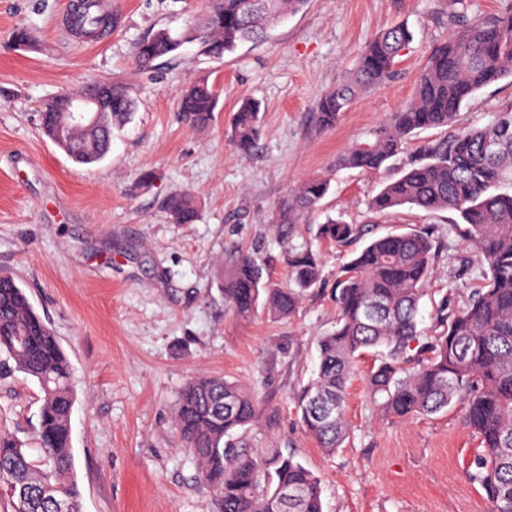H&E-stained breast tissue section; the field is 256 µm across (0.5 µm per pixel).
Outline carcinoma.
Returning <instances> with one entry per match:
<instances>
[{"label":"carcinoma","instance_id":"cac0c4a2","mask_svg":"<svg viewBox=\"0 0 512 512\" xmlns=\"http://www.w3.org/2000/svg\"><path fill=\"white\" fill-rule=\"evenodd\" d=\"M307 0H207L205 10L174 32L161 28L140 40L134 59L150 68L176 55L186 43L202 55L221 59L246 42L265 37L281 17L299 12ZM98 0H84L77 23L86 33L102 26ZM412 41L404 25L366 42L354 67L316 103L323 129L336 126L357 95L396 78L401 53ZM512 79V12L478 16L436 45L418 72L412 100L376 130L358 140L337 160L346 168L378 171L402 152L419 131L451 128L474 94ZM78 94L64 92L42 106L44 133L76 163L90 165L111 150L91 141L69 146L77 126L69 123ZM217 94L202 80L185 91L179 119L190 129L210 125ZM134 112L129 87L112 82V127ZM261 135L260 108L241 102L228 130L236 153L250 155ZM512 111L491 123L463 128L422 144L401 175L384 184L370 202L377 214L403 206L427 212L452 211L464 224L483 267L482 283L462 305L443 300L436 312L437 336L414 360L407 351L418 336L417 314L434 273L432 237L425 231L390 232L373 238L347 262L336 279V326L318 341L317 376L298 397L303 430L332 453L348 435L346 389L358 359L368 350L385 349L367 376L370 395L381 413L411 417L434 415L457 401L465 404V423L480 438L481 451L471 473L490 503V512H512ZM330 188L312 176L282 200L276 224L288 267L289 285L265 279L257 248L242 251L222 267L224 300L234 313L249 319L257 313L271 320L291 317L306 293L320 280V262L307 245L290 242L288 229L306 224ZM165 208L177 224H193L198 202L173 194ZM361 225L333 218L317 227V237L345 246L364 236ZM0 352L15 369L35 379L41 391L35 460L13 435L0 433V481L16 512H81L73 476L70 417L75 403L72 367L48 324L33 309L16 277L0 273ZM252 389L225 377L201 375L182 387L174 413L181 446L197 462L198 480L213 496L215 512H323L317 476L290 450L252 452L238 437L259 419Z\"/></svg>","mask_w":512,"mask_h":512}]
</instances>
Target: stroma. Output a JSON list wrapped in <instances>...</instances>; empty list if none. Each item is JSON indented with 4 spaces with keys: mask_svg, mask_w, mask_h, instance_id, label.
<instances>
[{
    "mask_svg": "<svg viewBox=\"0 0 512 512\" xmlns=\"http://www.w3.org/2000/svg\"><path fill=\"white\" fill-rule=\"evenodd\" d=\"M65 2L0 0V270L18 278L72 364L81 512H212L197 463L173 430L178 393L198 375L255 389L262 413L241 434V447L294 451L321 482L323 512H489L468 476L478 441L463 404L408 419L382 415L365 392L376 359L367 352L347 387L348 437L328 455L301 426L298 393L315 373L319 337L336 323V274L363 247L317 244L326 217L366 226L374 238L394 229L433 232L438 258L411 351L434 335L442 298L462 303L481 282L479 263L462 265L471 247L456 214L401 207L378 215L369 207L409 152L443 130L418 133L378 171L342 168L336 159L412 99L433 46L466 19L511 11L512 0H309L264 41L220 59L190 44L149 70L136 67L135 43L183 26L203 0H112L110 33L79 47L59 26ZM400 23L414 37L399 77L363 91L334 129L320 128L321 94L343 80L360 45ZM19 30L31 32L30 43L15 42ZM87 78L125 83L137 107L106 158L81 166L43 135L39 112ZM203 78L218 96L215 120L193 131L178 121V101ZM244 99L259 102L262 116L259 144L247 157L226 135ZM511 106L512 82L500 81L461 108L457 125H486ZM146 171L152 181H142ZM315 175L329 179L330 191L292 241L318 245V288L290 319L236 317L220 289V262L263 243L271 283L285 284L271 218L291 189ZM175 193L198 199L196 223H172L163 201ZM40 397L24 373L0 377V431L34 458Z\"/></svg>",
    "mask_w": 512,
    "mask_h": 512,
    "instance_id": "1",
    "label": "stroma"
}]
</instances>
